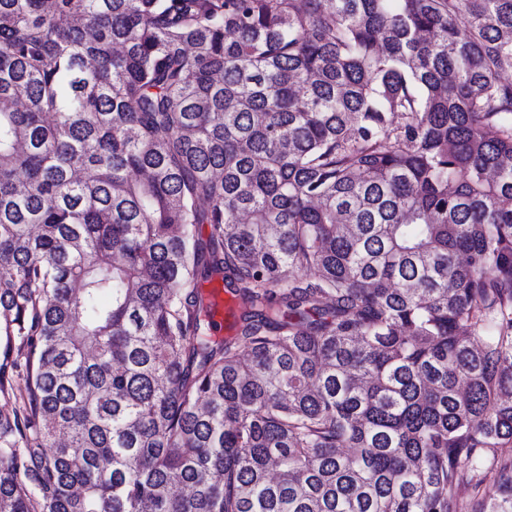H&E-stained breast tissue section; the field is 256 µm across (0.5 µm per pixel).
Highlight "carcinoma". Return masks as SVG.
<instances>
[{"label": "carcinoma", "instance_id": "obj_1", "mask_svg": "<svg viewBox=\"0 0 512 512\" xmlns=\"http://www.w3.org/2000/svg\"><path fill=\"white\" fill-rule=\"evenodd\" d=\"M511 71L512 0H0V512H512ZM201 291L211 308L215 336H233L241 312V299L220 281L210 283L208 288H202ZM496 488L492 482L487 481L479 489L474 488V482L464 483L457 489V497L463 505L467 507L468 512H472L477 506V502L482 498H489L496 495Z\"/></svg>", "mask_w": 512, "mask_h": 512}]
</instances>
